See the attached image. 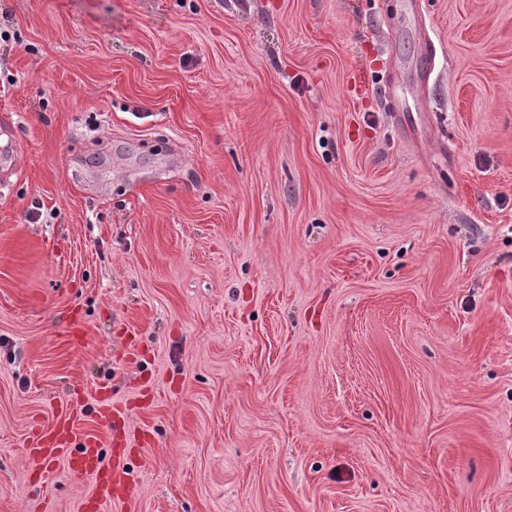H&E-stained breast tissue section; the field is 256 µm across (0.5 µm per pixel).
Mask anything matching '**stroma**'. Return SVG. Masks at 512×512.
<instances>
[{
	"label": "stroma",
	"instance_id": "1",
	"mask_svg": "<svg viewBox=\"0 0 512 512\" xmlns=\"http://www.w3.org/2000/svg\"><path fill=\"white\" fill-rule=\"evenodd\" d=\"M8 140L0 512H512V0H0ZM97 427L81 425L73 411L65 405L57 406L52 427H41L31 433L27 440V451L35 462L52 459L62 460L77 482L89 481L99 503H112L116 495L133 494L127 485L123 470H114L112 462V403L103 405L96 419ZM106 433V440L102 434ZM111 447L107 463L102 448Z\"/></svg>",
	"mask_w": 512,
	"mask_h": 512
}]
</instances>
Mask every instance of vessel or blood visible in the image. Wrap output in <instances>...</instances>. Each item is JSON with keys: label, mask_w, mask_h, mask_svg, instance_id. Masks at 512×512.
<instances>
[{"label": "vessel or blood", "mask_w": 512, "mask_h": 512, "mask_svg": "<svg viewBox=\"0 0 512 512\" xmlns=\"http://www.w3.org/2000/svg\"><path fill=\"white\" fill-rule=\"evenodd\" d=\"M112 431V406L104 404L95 427L82 426L67 406H57L51 427H41L31 433L27 451L32 460H61L75 481L90 482L99 503L112 502L116 495L128 492L124 471L104 461L102 450L106 436Z\"/></svg>", "instance_id": "obj_1"}]
</instances>
